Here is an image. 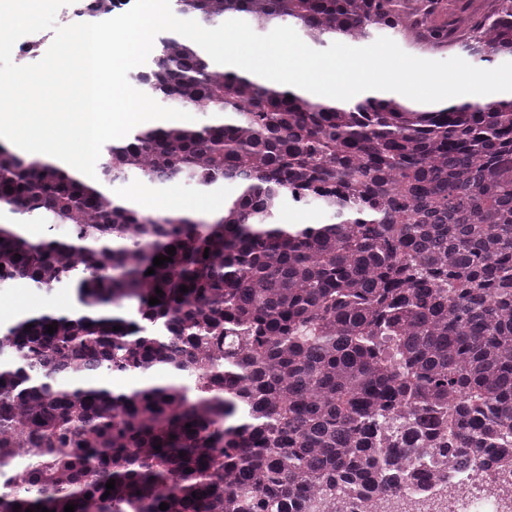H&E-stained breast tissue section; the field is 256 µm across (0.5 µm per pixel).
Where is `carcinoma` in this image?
I'll use <instances>...</instances> for the list:
<instances>
[{"instance_id": "cac0c4a2", "label": "carcinoma", "mask_w": 512, "mask_h": 512, "mask_svg": "<svg viewBox=\"0 0 512 512\" xmlns=\"http://www.w3.org/2000/svg\"><path fill=\"white\" fill-rule=\"evenodd\" d=\"M177 2L322 46L391 29L512 57V0ZM158 46L142 91L213 119L107 142L100 179L237 192L215 219L145 213L0 140V282L76 299L0 324V512H307L311 496L336 512V488L379 494L420 470L384 453L395 411L460 471L512 458V102L336 106L173 33ZM286 198L329 222L277 223ZM39 221L70 235L20 230Z\"/></svg>"}]
</instances>
